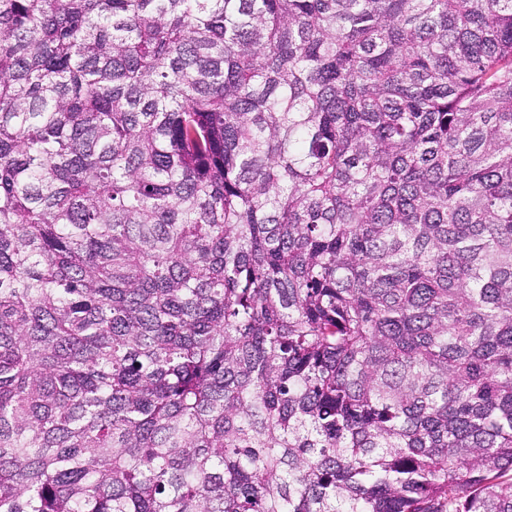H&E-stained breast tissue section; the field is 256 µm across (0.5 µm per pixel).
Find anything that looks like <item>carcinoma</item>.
<instances>
[{
  "mask_svg": "<svg viewBox=\"0 0 512 512\" xmlns=\"http://www.w3.org/2000/svg\"><path fill=\"white\" fill-rule=\"evenodd\" d=\"M0 512H512V0H0Z\"/></svg>",
  "mask_w": 512,
  "mask_h": 512,
  "instance_id": "obj_1",
  "label": "carcinoma"
}]
</instances>
